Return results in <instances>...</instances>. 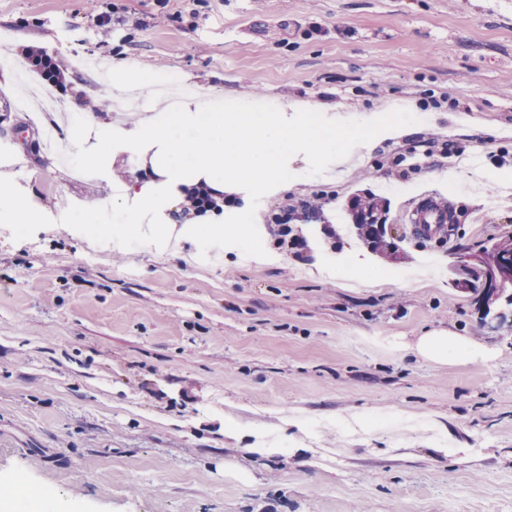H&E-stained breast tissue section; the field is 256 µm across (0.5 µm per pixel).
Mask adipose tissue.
Listing matches in <instances>:
<instances>
[{"mask_svg":"<svg viewBox=\"0 0 512 512\" xmlns=\"http://www.w3.org/2000/svg\"><path fill=\"white\" fill-rule=\"evenodd\" d=\"M302 110L297 101L246 100L216 88L210 101L185 96L173 108L156 102L132 122L92 113L74 118L67 134L76 159L104 176L120 162L131 168L130 177L110 182L95 210L74 211L48 206L22 184L19 173L0 169V223L109 224L114 250H126L134 240L183 258L189 233L176 227L173 215L183 209L185 188L200 183L219 192L241 188L248 201L240 212L248 216L252 198L293 186L288 163L295 155H319L336 167L369 148L368 123L325 105L314 127Z\"/></svg>","mask_w":512,"mask_h":512,"instance_id":"1","label":"adipose tissue"}]
</instances>
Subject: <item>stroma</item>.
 Masks as SVG:
<instances>
[{"instance_id":"obj_1","label":"stroma","mask_w":512,"mask_h":512,"mask_svg":"<svg viewBox=\"0 0 512 512\" xmlns=\"http://www.w3.org/2000/svg\"><path fill=\"white\" fill-rule=\"evenodd\" d=\"M121 19L99 44L86 0H0V50L46 49L67 72L58 98L89 105L124 59L173 91L331 104L391 120L392 104L439 112L362 162L268 196L289 206L298 243L277 263L231 253L199 266L146 248L96 252L69 225L0 230V512L21 482L26 512H512V320L478 309L467 259L512 235V9L488 0H104ZM169 21L153 23L158 12ZM41 77L0 93V146L45 202L95 204L103 182L49 170ZM471 125L484 127L468 134ZM438 143H429L430 134ZM453 141L459 156L442 144ZM388 202L397 253L346 231L349 205ZM323 195V214L304 203ZM430 195L449 227L414 237L402 215ZM481 204H474V197ZM324 252L355 267L319 273ZM444 329L490 349L444 363L415 356ZM395 413L439 423L446 448L406 428L344 435L342 420ZM295 416L279 450L257 435ZM237 422L225 437L223 420ZM315 422L300 430L299 422Z\"/></svg>"}]
</instances>
